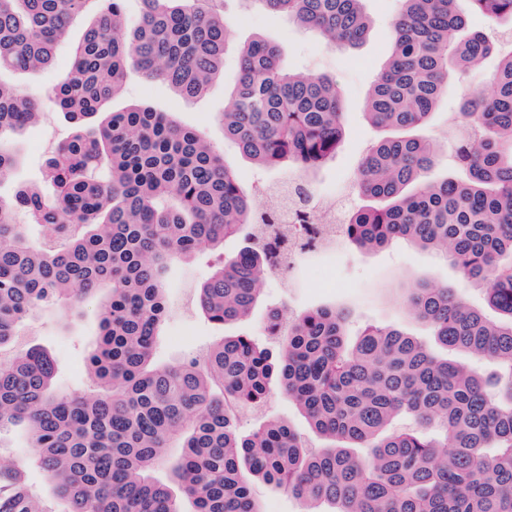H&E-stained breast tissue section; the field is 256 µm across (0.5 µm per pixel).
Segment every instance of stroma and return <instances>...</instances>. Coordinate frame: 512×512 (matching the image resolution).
I'll return each instance as SVG.
<instances>
[{"instance_id": "obj_1", "label": "stroma", "mask_w": 512, "mask_h": 512, "mask_svg": "<svg viewBox=\"0 0 512 512\" xmlns=\"http://www.w3.org/2000/svg\"><path fill=\"white\" fill-rule=\"evenodd\" d=\"M365 8L372 19L371 29L357 48L348 50L327 47L317 33L301 30L283 16L250 10L244 4L232 13L229 24L233 43L240 44L261 35L281 46L286 65L335 77L344 93L345 133L335 159L315 178L313 187L318 196L326 199L352 192V203L356 206L362 203L361 197L353 193L358 162L378 136L377 130L364 119L363 101L388 56L400 2L366 0ZM88 21L84 15L73 22L66 43L59 46L48 68L29 73L0 72L1 83L35 95L41 111L38 123L20 136L23 162L10 181L0 184V192L9 193L14 186L26 183L40 185L45 195H53V186L43 179L45 162L50 149L71 136L72 125L56 108L51 90L67 75L72 63L71 46L80 40ZM238 73L236 53L226 52L224 71L208 91L199 98L183 100L165 83L146 80L132 71L126 77L122 96L111 102L110 107L118 110L141 102L150 104L157 111L174 113L180 124L200 130L220 146L224 143V130L217 117L224 110V100L233 89ZM466 87L490 92L489 70L473 72L465 84H450L432 122L423 129V136L442 137L444 130L455 123L456 99ZM208 261L201 258L180 263L169 271L172 313L158 349L160 360L171 361L190 351L205 350L223 334L222 329L210 324L190 305L193 288L209 273ZM420 279L460 289L474 305L483 303L481 295L470 289L458 271L434 252L399 241L386 249L362 254L344 242L336 251L300 259L284 280L266 281L260 303L236 328L256 336L269 310L278 309L289 315L319 305L336 304L351 309L354 325L401 326L424 340L428 337L427 330L406 316L401 298L403 289ZM23 332V343L43 347L57 359L59 390L74 391L87 386L84 353L98 332L93 305L81 310L55 305L44 307L25 325ZM238 419L245 433L257 423L281 419L306 435L310 446L322 444L299 409L277 392L269 396L261 409L241 410Z\"/></svg>"}]
</instances>
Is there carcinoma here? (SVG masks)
Returning a JSON list of instances; mask_svg holds the SVG:
<instances>
[{
	"label": "carcinoma",
	"instance_id": "obj_1",
	"mask_svg": "<svg viewBox=\"0 0 512 512\" xmlns=\"http://www.w3.org/2000/svg\"><path fill=\"white\" fill-rule=\"evenodd\" d=\"M98 9L53 88L73 124L35 185L0 195V431L22 428L50 498L27 468H0V512H263L251 479L302 500L305 512H512V50L469 28L460 0H400L388 60L365 112L382 131L359 165L344 235L362 252L396 240L434 250L486 307L457 289L417 282L408 314L449 358L401 328L368 326L348 341L351 313L320 306L262 326L277 360L249 334L226 335L173 363L157 359L168 314L167 271L241 236L249 246L212 268L196 304L226 327L250 316L269 278L256 241L262 206L222 149L148 105L103 112L130 68L184 99L224 69L228 0H142L134 30L124 0H0V71L40 70L91 2ZM365 0H247L318 32L329 47L368 34ZM512 39V0H467ZM238 83L219 120L224 140L257 168L308 180L336 155L344 99L336 82L283 64L264 38L237 49ZM497 60L491 94H463L458 122L479 134L454 147L421 137L452 82ZM39 102L0 82V183L20 166L19 132ZM97 303L86 389L56 388L54 357L17 349L24 322L49 303ZM499 372L487 378L474 362ZM286 395L324 444L288 423L249 433L237 410ZM181 453L169 455V449ZM169 470L166 482L156 469Z\"/></svg>",
	"mask_w": 512,
	"mask_h": 512
}]
</instances>
